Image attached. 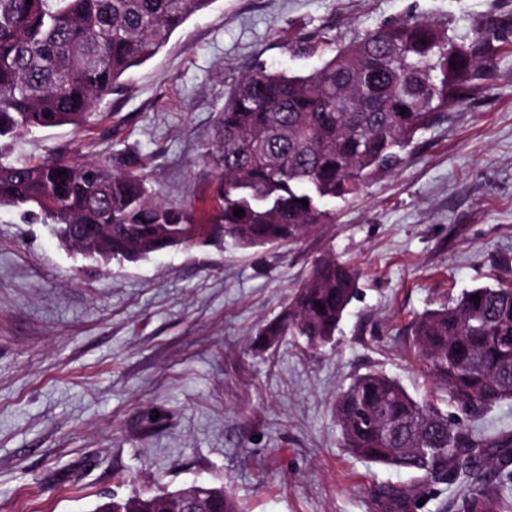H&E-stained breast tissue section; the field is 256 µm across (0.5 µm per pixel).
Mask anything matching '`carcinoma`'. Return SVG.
<instances>
[{
  "instance_id": "1",
  "label": "carcinoma",
  "mask_w": 512,
  "mask_h": 512,
  "mask_svg": "<svg viewBox=\"0 0 512 512\" xmlns=\"http://www.w3.org/2000/svg\"><path fill=\"white\" fill-rule=\"evenodd\" d=\"M210 3L0 0V139L88 123L130 69L154 58ZM508 32L512 18L490 16L463 33L434 21H394L337 47L308 74L255 67L224 101L217 149L203 152L220 168L203 210L161 200L136 153L115 172L63 159L0 162V205L38 207L65 241L70 224H110L111 259L119 261L190 246L205 231L241 249L294 244L333 222L328 201L359 196L376 173L401 164L439 114L468 99L497 70ZM236 208L244 214L234 215ZM358 279L334 255L318 259L288 309L257 332L259 342L288 335L311 346L329 342ZM407 343L420 362L424 398L369 370L336 399L344 448L414 474L371 489L377 512H424L446 490L444 512H512V434L482 438L441 409L450 404L471 421L512 400V286L476 287L423 312ZM180 495L114 497L93 512H129L131 502L137 512H166ZM207 499L209 512H243L222 486L210 487Z\"/></svg>"
}]
</instances>
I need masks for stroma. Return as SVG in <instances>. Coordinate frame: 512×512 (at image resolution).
Here are the masks:
<instances>
[{
	"instance_id": "1",
	"label": "stroma",
	"mask_w": 512,
	"mask_h": 512,
	"mask_svg": "<svg viewBox=\"0 0 512 512\" xmlns=\"http://www.w3.org/2000/svg\"><path fill=\"white\" fill-rule=\"evenodd\" d=\"M512 0H212L130 70L90 123L0 142L7 161L111 160L137 150L158 195L202 203L224 100L257 66L308 73L360 32L405 19L462 31ZM335 221L287 247H174L103 265L52 221L0 206V512H92L204 480L246 512H375L369 487L406 472L341 446L334 403L371 369L414 396L415 317L512 282V52L418 133L403 163L333 202ZM355 267L332 342L258 348L316 259Z\"/></svg>"
}]
</instances>
